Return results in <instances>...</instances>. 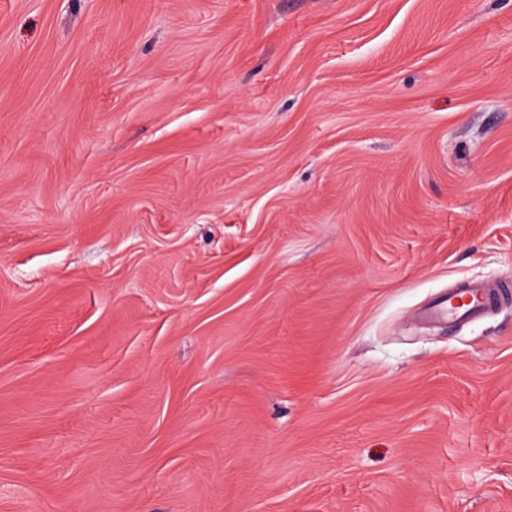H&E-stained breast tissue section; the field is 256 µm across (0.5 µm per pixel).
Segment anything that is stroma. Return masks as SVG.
Here are the masks:
<instances>
[{"label":"stroma","mask_w":512,"mask_h":512,"mask_svg":"<svg viewBox=\"0 0 512 512\" xmlns=\"http://www.w3.org/2000/svg\"><path fill=\"white\" fill-rule=\"evenodd\" d=\"M512 0H0V512H512ZM466 289L474 294H479L482 297L481 304L472 305L464 311V314H467V317L479 318L487 311L494 310L492 307H494L497 302V292L494 287L480 283H472L470 286L466 287Z\"/></svg>","instance_id":"stroma-1"}]
</instances>
